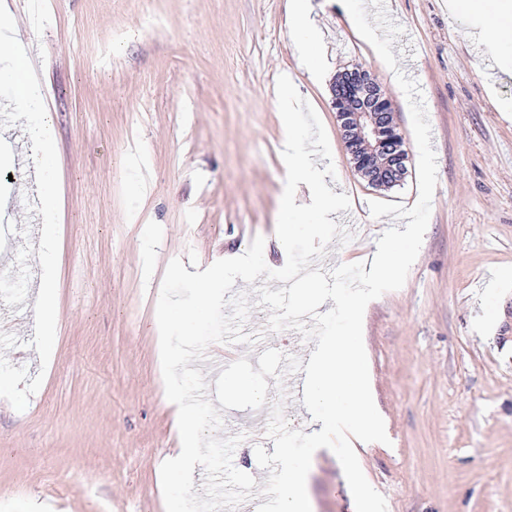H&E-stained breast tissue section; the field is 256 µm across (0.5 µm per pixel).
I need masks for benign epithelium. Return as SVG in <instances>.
I'll return each instance as SVG.
<instances>
[{"instance_id": "benign-epithelium-1", "label": "benign epithelium", "mask_w": 512, "mask_h": 512, "mask_svg": "<svg viewBox=\"0 0 512 512\" xmlns=\"http://www.w3.org/2000/svg\"><path fill=\"white\" fill-rule=\"evenodd\" d=\"M333 104L346 149L356 165L368 174L367 180L375 183L401 181L406 158L386 166L384 171L373 165L380 154L393 157L390 144L395 140L393 123L389 119L391 106L383 98L376 77L362 68L348 71L344 82L333 92Z\"/></svg>"}]
</instances>
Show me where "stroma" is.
Segmentation results:
<instances>
[{
	"label": "stroma",
	"instance_id": "obj_1",
	"mask_svg": "<svg viewBox=\"0 0 512 512\" xmlns=\"http://www.w3.org/2000/svg\"><path fill=\"white\" fill-rule=\"evenodd\" d=\"M35 23L15 24L32 45L55 126L60 174L58 321L48 365L35 348L31 289L39 238L27 237L37 194L32 143L22 124L0 127V331L5 352L43 382L24 411L0 398V512H166L160 469L177 446L176 408L165 395L155 323L168 263L189 272L244 253L254 237L281 268L276 236L283 194L284 130L277 90L300 99L293 140L319 183L344 189L340 212L357 222L337 264L369 262L389 216L373 200L412 207L418 150L408 102L386 90L409 155L391 187H374L346 150L332 86L361 66L385 82L382 60L355 33L338 0H312L321 40L310 62L295 47L288 0H45ZM385 33L422 92L437 186L418 257L401 289L363 316L371 392L389 444L354 442L387 512H512V48L475 47L476 20L448 0H392ZM267 307L244 330L258 342L237 354L257 364L274 348L310 356L315 342L267 332ZM291 428L312 433L302 389L269 379ZM267 416L223 413L219 437L243 435L236 468L264 485L255 444L273 452ZM312 512H355L341 464L326 448L306 481Z\"/></svg>",
	"mask_w": 512,
	"mask_h": 512
}]
</instances>
